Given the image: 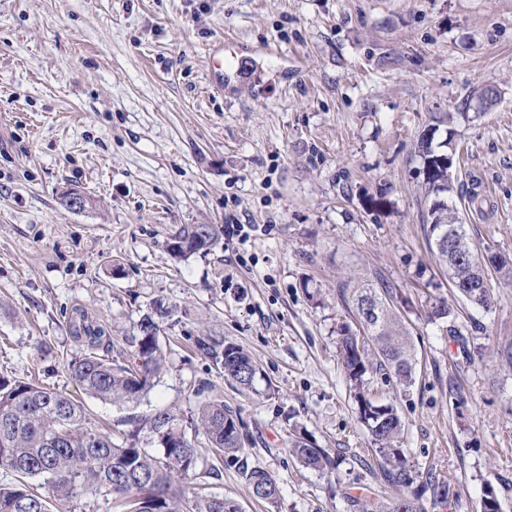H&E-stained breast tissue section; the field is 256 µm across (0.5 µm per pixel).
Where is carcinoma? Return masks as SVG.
I'll use <instances>...</instances> for the list:
<instances>
[{
    "mask_svg": "<svg viewBox=\"0 0 512 512\" xmlns=\"http://www.w3.org/2000/svg\"><path fill=\"white\" fill-rule=\"evenodd\" d=\"M443 122V118H437L418 141L419 174L427 206L436 198L448 197L454 180V158L448 152L450 139L435 142ZM219 233L216 224H184L167 240L166 248L175 257L206 252L217 244ZM439 234L450 241L434 250L451 286L479 277L489 279L475 268L472 258L478 251L469 242L458 209L450 203L440 210L438 223L429 225L430 236ZM460 296L486 310L491 306L489 287L481 295L475 288H464ZM350 301L355 319L365 322V326L359 338L347 328L339 338V355L349 381L359 389L367 373L387 369L399 382L411 383L414 354L406 325L391 305L392 287L357 288ZM75 332L90 347L78 363L70 366L71 377L85 394L120 404L134 402L150 390L162 361L161 330L152 316L139 321L137 334L131 339L134 350L127 360L98 354L101 330L85 319H80ZM195 345L241 392L255 390L259 368L242 348L210 333L197 337ZM356 402L359 420L386 465V481L395 487L408 486L413 476L400 445L403 422L397 409L390 403L371 400L361 391L356 394ZM145 426L163 449L162 455L141 446L135 433L123 443H115L112 435L88 422L82 403L69 394L0 374V471L12 475V481L0 484V512H72L62 510V506L84 493L115 498L125 512H132L139 498L149 492L154 497L147 512H181L183 491L173 486L172 478L197 468L199 456L191 438L203 437L219 454L245 451L240 422L222 401L202 403L197 414L187 420L164 409L149 418ZM291 449L307 467L336 468V457L302 437L292 440ZM242 477L255 498L270 501L277 497V483L264 468L246 465ZM34 479L40 480L45 494L31 486ZM192 512H242V508L231 496L211 494L195 497ZM367 512H417V506L400 494L386 503L372 504Z\"/></svg>",
    "mask_w": 512,
    "mask_h": 512,
    "instance_id": "cac0c4a2",
    "label": "carcinoma"
}]
</instances>
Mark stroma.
I'll return each instance as SVG.
<instances>
[{
	"instance_id": "stroma-1",
	"label": "stroma",
	"mask_w": 512,
	"mask_h": 512,
	"mask_svg": "<svg viewBox=\"0 0 512 512\" xmlns=\"http://www.w3.org/2000/svg\"><path fill=\"white\" fill-rule=\"evenodd\" d=\"M219 46L248 69L216 68ZM484 85L497 103L480 113ZM448 112L451 201L475 245L512 258V0H0V373L70 393L117 443L157 410L222 401L245 453L177 486L244 512H363L396 490L336 340L355 323L345 293L385 284L414 380L377 371L365 386L403 421L405 495L479 512L492 489L512 512V277L489 269V310L464 302L421 202L418 139ZM72 189L92 207H64ZM231 221L245 240L182 261L166 249L179 225ZM436 300L451 320L431 318ZM83 311L113 354L144 316L160 324L165 363L137 406L71 379ZM206 332L251 354L255 392L196 348ZM297 435L336 470L303 467ZM247 463L275 478V503L252 497Z\"/></svg>"
}]
</instances>
